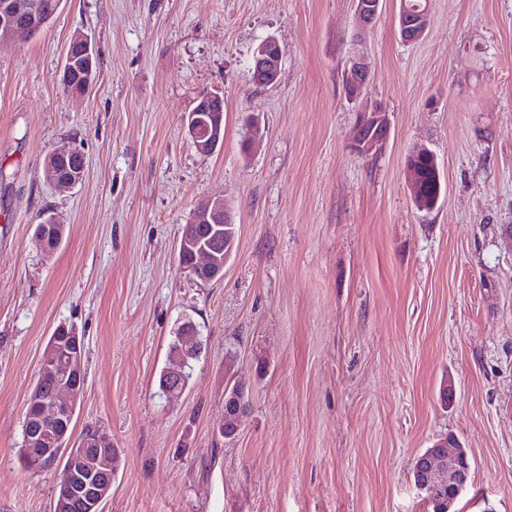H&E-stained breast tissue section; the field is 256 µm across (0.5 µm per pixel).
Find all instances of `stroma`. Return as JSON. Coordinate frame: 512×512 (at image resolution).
<instances>
[{
	"label": "stroma",
	"instance_id": "1",
	"mask_svg": "<svg viewBox=\"0 0 512 512\" xmlns=\"http://www.w3.org/2000/svg\"><path fill=\"white\" fill-rule=\"evenodd\" d=\"M400 0L362 27L354 0H64L0 47V512H53L56 469L19 459L25 403L58 326L84 338L76 431L119 450L104 512H431L412 462L451 436L473 459L451 512H512V0H431L403 43ZM97 53L65 94L76 34ZM275 38L278 80L251 79ZM364 53L370 82L342 73ZM224 97V143L200 154L185 116ZM390 137L350 147L360 104ZM262 141L240 142L251 120ZM74 142L83 181L43 159ZM446 192L418 210L410 152ZM237 228L221 280L180 270L195 205ZM65 228L45 254L36 224ZM200 352L185 393L158 379L177 327ZM248 399L220 436L229 384ZM345 90L350 99H360L367 88L369 71L364 56L352 55L345 67ZM74 157L81 160L79 164H71V160ZM50 158L47 176L53 185L60 189H67L73 188L83 180L86 170V159L81 148L68 143L52 151Z\"/></svg>",
	"mask_w": 512,
	"mask_h": 512
}]
</instances>
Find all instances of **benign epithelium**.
<instances>
[{"instance_id":"1","label":"benign epithelium","mask_w":512,"mask_h":512,"mask_svg":"<svg viewBox=\"0 0 512 512\" xmlns=\"http://www.w3.org/2000/svg\"><path fill=\"white\" fill-rule=\"evenodd\" d=\"M361 21L374 23L382 13L383 0H354ZM430 21V6L412 10L402 5L401 24L403 40L417 42L425 35ZM37 31L34 5L31 0H0V42L7 44ZM94 49L90 39L79 36L69 43L62 70L63 85L72 90L74 76H85L92 71ZM282 52L278 43L269 38L261 42L253 57L252 81L258 85H270L278 77ZM369 81V71L364 56L352 55L345 69V90L349 98L364 95ZM219 94L205 95L195 108L187 113L185 121L192 143L204 155L213 153L224 142L223 114L209 107L210 100ZM390 135V122L386 112L378 107H363L351 137V148L361 155L378 152ZM84 152L76 145L67 144L50 153L47 176L60 189L72 188L85 175ZM408 188L416 205L424 210L434 209L438 199L428 197L421 187L422 173L412 162H407ZM192 224H208L217 235L224 234V225L231 223L224 200L213 198L198 205L190 219ZM235 243L224 247L225 257H220L204 241L187 237L179 239L178 253L191 254V266L185 272H208L210 279L224 275V259L230 258ZM83 338L74 330L56 328L47 346L55 356L53 365L54 385L45 393L34 386L28 401L35 406L37 426L27 431V459L38 464L53 465L62 460L64 466L58 472L53 512H101V504L112 489V447L108 436L96 432L74 436L76 409L84 396L86 379L81 368ZM472 462L467 449L460 444L448 446V465L430 449L416 457L413 470L427 477L419 484L430 503L451 505L467 487Z\"/></svg>"}]
</instances>
